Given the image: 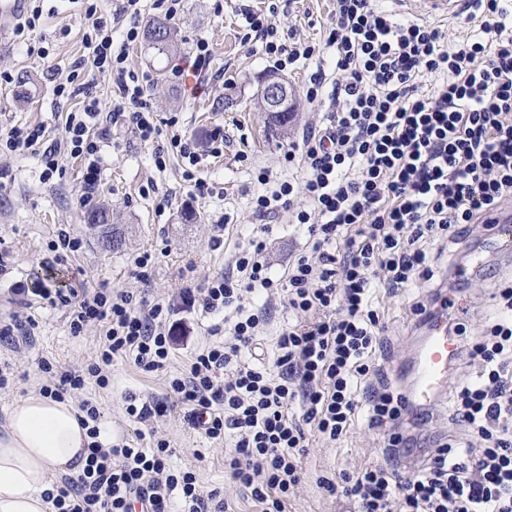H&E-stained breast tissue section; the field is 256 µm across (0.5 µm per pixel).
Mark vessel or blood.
<instances>
[{
	"mask_svg": "<svg viewBox=\"0 0 512 512\" xmlns=\"http://www.w3.org/2000/svg\"><path fill=\"white\" fill-rule=\"evenodd\" d=\"M489 236L502 253L512 252V210H499L490 217ZM457 351V344L448 334L445 322H438L424 336L416 358L413 402L430 401L447 381L448 367Z\"/></svg>",
	"mask_w": 512,
	"mask_h": 512,
	"instance_id": "obj_1",
	"label": "vessel or blood"
}]
</instances>
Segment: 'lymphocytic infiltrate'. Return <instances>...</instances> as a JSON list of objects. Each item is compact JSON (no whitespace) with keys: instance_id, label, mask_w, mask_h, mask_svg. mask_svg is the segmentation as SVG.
<instances>
[{"instance_id":"lymphocytic-infiltrate-1","label":"lymphocytic infiltrate","mask_w":512,"mask_h":512,"mask_svg":"<svg viewBox=\"0 0 512 512\" xmlns=\"http://www.w3.org/2000/svg\"><path fill=\"white\" fill-rule=\"evenodd\" d=\"M79 2L86 53L53 77L56 100L69 107L62 136L51 143L43 126L15 125L0 132V156L38 149L45 181L61 172L64 157H81L88 184H95L101 139L94 129L118 115L151 147L156 166L172 153L184 160L189 196L218 194L197 169L222 154L223 140L202 144L177 129L163 132L145 99L149 75L129 67L142 0H116L111 10L102 0ZM474 2L479 32L452 41L439 26L401 21L376 0H336L320 47L282 42L272 16L243 10L244 43L255 44L273 69L332 50L340 78L330 96L322 94L321 73L305 87L308 103L329 99V122L309 128L301 146L284 154L300 163L302 182L259 172V223L231 271L200 293L182 294L183 304L219 316L208 329L216 341L169 379L167 395H125L126 415L141 426L134 438L104 445L97 405L79 403L88 453L78 476L62 477L46 492L55 512H227L217 491L203 492L193 473L170 467L166 440L141 445L176 404L192 428L229 441L225 475L260 512H286L307 478L302 459L311 440L336 443L362 412L383 433L385 462L318 478L324 496L353 512H512V284L498 287L496 312L481 335L454 324L457 360L478 371L449 393L453 435L413 468L399 460L413 442L408 425L416 413L375 361L386 330L373 307L375 292L397 296L418 282L433 284L429 244L459 250L468 225L512 197V0ZM116 16L131 20L119 43L112 38ZM91 68L115 83L113 112L87 95ZM423 76L435 82L421 94L414 81ZM283 209L306 226L309 250L289 262L280 284L269 274L266 220ZM280 287L295 319L279 334L273 363L258 365L244 356L265 321L253 297ZM55 296L68 309L72 335L97 323L106 332L96 363L61 373L41 386L42 395L61 400L91 379L106 387L105 369L119 358L146 373L166 370L172 304L109 288L59 289ZM452 306L434 286L411 312L424 325Z\"/></svg>"}]
</instances>
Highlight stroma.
I'll return each mask as SVG.
<instances>
[{
	"mask_svg": "<svg viewBox=\"0 0 512 512\" xmlns=\"http://www.w3.org/2000/svg\"><path fill=\"white\" fill-rule=\"evenodd\" d=\"M222 14H215L214 0H186L180 17L174 19L182 38L181 51L169 58L156 57L145 41L128 48L131 68L151 76L146 99L160 121L176 118L193 137L222 134V156L206 158L200 167L203 177L223 187L222 195L201 200L190 198L182 188V163L171 158L165 168H157L149 148L141 145L123 125H113L101 144L98 182L94 192L85 189L86 163L66 158L63 171L50 181H42L41 167L31 154L18 155L9 162V175L0 189V259L6 264L0 273V327L13 315H31L38 326L33 343L14 350L0 345V365L12 372L8 391H0V424L6 411L20 399L38 392L50 375L40 369L49 360L55 372L83 370L93 363L100 343V331L89 328L72 335L64 308L44 299L45 289L66 283L77 288H120L145 293L149 298L170 300L186 288L199 290L223 272L239 247L244 245L258 220L252 200L257 192L256 176L269 169L282 176L301 179L300 169L285 166L283 155L289 144L300 143L308 126L326 120L327 103L311 105L300 101L287 130L269 126L256 104L259 84L270 68L262 55L242 42L240 11L275 9L280 35L301 42L323 43L335 13L336 0H223ZM382 7L400 19H422L447 30L449 39L465 35V28L450 15L432 11L426 0H383ZM87 21L78 5L60 7L43 17L35 30L24 37L8 33L0 41V70L10 71L14 81L0 86V128L14 124H40L48 138H58L62 115L52 95V68L65 69L84 53L83 30ZM206 39L211 47L209 73L216 77L212 90L195 92L194 78L177 81L175 66L191 63L195 40ZM48 59H41V50ZM108 199L114 217L125 233L117 248H105L84 222L88 207L84 194ZM226 221L222 244H214L213 226ZM83 238L86 246L69 257L61 271L52 272L40 264L48 257V244L59 225ZM269 262L274 278H282L288 262L302 253L307 241L305 227L290 223L287 212L272 219ZM488 233L476 226L469 243L482 248L485 270L476 283V292L466 294L455 307L471 334H480L491 313V294L498 284L512 278V264L485 249ZM151 252L156 263L150 285L135 279L128 258L134 252ZM412 295L391 298L376 294L374 305L386 326L385 346L380 356L384 367L411 369L424 335L410 318ZM175 321L185 336L175 339V349L166 371L145 373L126 361L112 365L107 387L88 383L83 397L102 411L103 438L134 436L137 425L122 410V397L131 391L140 395H161L167 391L170 375L189 363L194 353L210 340L207 329L214 315L201 308L179 313ZM159 436L171 446L170 464L181 471L194 472L204 491H218L226 497L232 512H257L256 504L236 488L226 486L224 445L205 438L183 421L180 409H173L159 424ZM381 433L368 429L358 418L351 433L335 446L313 443L303 464L308 480L294 498L287 501L288 512H341L334 500L322 495L316 485L320 476L344 469L348 462L379 464Z\"/></svg>",
	"mask_w": 512,
	"mask_h": 512,
	"instance_id": "35a3bbf8",
	"label": "stroma"
}]
</instances>
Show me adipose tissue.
I'll return each mask as SVG.
<instances>
[{"instance_id": "obj_1", "label": "adipose tissue", "mask_w": 512, "mask_h": 512, "mask_svg": "<svg viewBox=\"0 0 512 512\" xmlns=\"http://www.w3.org/2000/svg\"><path fill=\"white\" fill-rule=\"evenodd\" d=\"M71 400L29 395L0 425V512H52L43 499L55 476L77 475L89 438Z\"/></svg>"}]
</instances>
